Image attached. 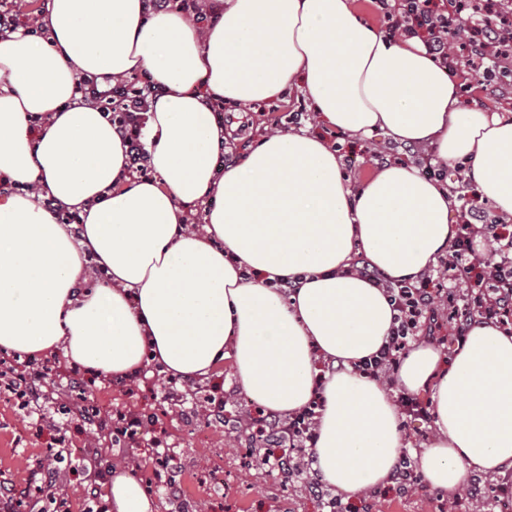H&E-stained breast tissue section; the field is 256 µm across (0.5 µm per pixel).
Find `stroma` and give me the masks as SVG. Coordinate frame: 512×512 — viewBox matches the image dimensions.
<instances>
[{"label": "stroma", "instance_id": "35a3bbf8", "mask_svg": "<svg viewBox=\"0 0 512 512\" xmlns=\"http://www.w3.org/2000/svg\"><path fill=\"white\" fill-rule=\"evenodd\" d=\"M224 121L238 125L230 153L235 162L255 142L251 129L272 128L274 115L264 102L237 116L225 113ZM393 145L380 132L346 138L349 160L343 168L351 182L369 176L377 167L374 153ZM70 401L66 387L57 383L40 407L21 411L0 389V485L44 489L41 497L28 501L26 512H55L54 504L60 500L67 512H87L93 505L91 490L103 486L108 466H126L133 458L131 449L112 443L108 431L85 425L77 413L61 414V406ZM89 403L106 420L117 406L154 413L163 420L167 442L178 457V475L188 484L189 494L178 497L158 492L161 512H326L323 499L337 494L327 486L322 497H314L309 485L315 476L309 471L283 485L267 470L249 468L241 452L242 435L227 426L211 428L207 440L198 442L193 427L181 424L177 406L152 398L144 388L128 392L99 379L90 386ZM49 447L61 454V463L51 464L45 454ZM218 468L224 472L220 487L211 483ZM362 497L370 502L372 512H498L495 502L488 499L461 501L456 494L426 484L405 495L384 487L365 491Z\"/></svg>", "mask_w": 512, "mask_h": 512}]
</instances>
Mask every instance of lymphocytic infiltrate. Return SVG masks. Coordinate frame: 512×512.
Here are the masks:
<instances>
[{
  "label": "lymphocytic infiltrate",
  "mask_w": 512,
  "mask_h": 512,
  "mask_svg": "<svg viewBox=\"0 0 512 512\" xmlns=\"http://www.w3.org/2000/svg\"><path fill=\"white\" fill-rule=\"evenodd\" d=\"M50 0H39L27 9L26 0H0V40L17 33L33 34L42 29ZM386 29L394 37H417L427 52L450 72H468L493 87H512V0H376ZM82 101L110 115L112 124L127 148V173L151 179L144 143L146 114L156 98L158 85L152 77L126 81L83 77L77 83ZM457 234L452 250L441 259L436 272H424L416 279L390 280L361 262L357 271L382 288L393 311L387 344L356 369L373 379L393 383L401 360L418 342L435 343L433 323L447 314L453 340L465 338L476 324H497L504 310L512 308V237L498 232L495 224L484 223L479 207L468 194L458 193ZM492 243V252L476 250L477 237ZM75 367L55 366L51 372L29 370L27 362H13L0 372V383L25 382L32 400H39L47 377L68 378ZM320 398H313L301 411L281 416L260 411L249 426L269 446L257 467L277 463L286 474L296 468L291 449L313 447ZM112 432L129 448L138 447L141 435H149L150 456L166 463L169 448L158 418L145 413L117 412Z\"/></svg>",
  "instance_id": "obj_1"
}]
</instances>
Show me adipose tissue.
<instances>
[{
    "label": "adipose tissue",
    "instance_id": "1",
    "mask_svg": "<svg viewBox=\"0 0 512 512\" xmlns=\"http://www.w3.org/2000/svg\"><path fill=\"white\" fill-rule=\"evenodd\" d=\"M205 29L144 0H52L47 37L0 40V350L62 353L104 378L144 361L179 378L221 367L253 403L323 408L312 450L347 497L385 486L407 444L398 393L429 392L435 435L418 454L436 489L512 463V334L473 327L452 356L416 344L395 387L355 371L388 340L391 305L352 271L354 251L388 278L415 277L455 237L445 183L393 162L358 184L320 136L266 133L217 172L224 131L209 104L240 109L299 94L351 135L383 130L462 168L512 217V117L465 106L415 39L365 22L354 0H212ZM149 73L161 93L146 126L153 181L133 179L111 123L80 77ZM83 218L79 234L43 207ZM206 209L201 231L186 220ZM108 280L87 287L92 267ZM294 278L283 297L273 281ZM341 372L319 375L318 360ZM109 512H161L130 471L107 476Z\"/></svg>",
    "mask_w": 512,
    "mask_h": 512
}]
</instances>
